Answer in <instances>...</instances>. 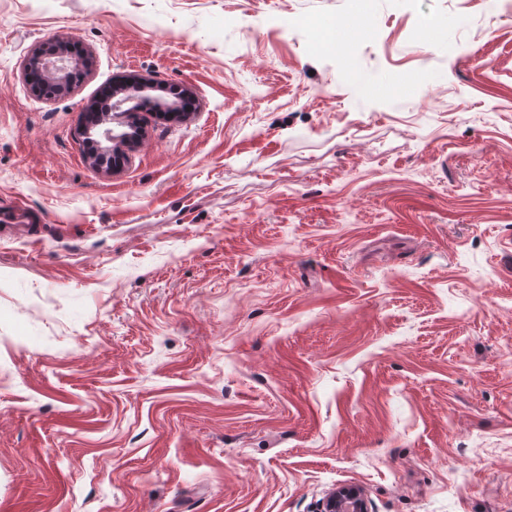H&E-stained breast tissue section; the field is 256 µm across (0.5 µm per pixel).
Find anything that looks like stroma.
<instances>
[{"mask_svg": "<svg viewBox=\"0 0 512 512\" xmlns=\"http://www.w3.org/2000/svg\"><path fill=\"white\" fill-rule=\"evenodd\" d=\"M0 0V512H512V19ZM306 16L370 17L340 47ZM441 21L432 40L423 17ZM94 63L36 95L32 48ZM421 69L428 84L389 86ZM193 96L84 153L116 79ZM322 512H368L363 491L355 485L336 487L322 505Z\"/></svg>", "mask_w": 512, "mask_h": 512, "instance_id": "obj_1", "label": "stroma"}]
</instances>
